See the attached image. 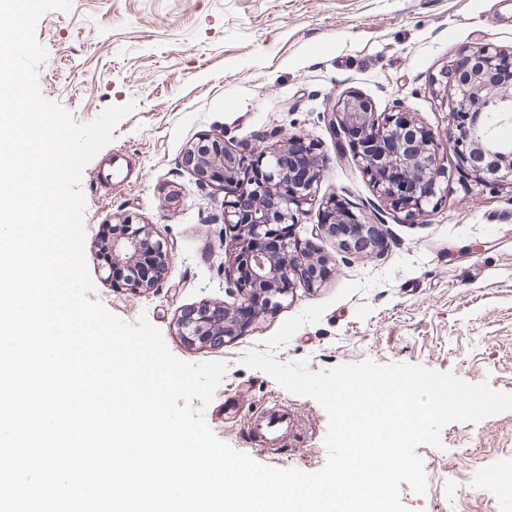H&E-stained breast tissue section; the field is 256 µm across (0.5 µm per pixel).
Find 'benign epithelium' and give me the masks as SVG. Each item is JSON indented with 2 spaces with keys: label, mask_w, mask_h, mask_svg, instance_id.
Here are the masks:
<instances>
[{
  "label": "benign epithelium",
  "mask_w": 512,
  "mask_h": 512,
  "mask_svg": "<svg viewBox=\"0 0 512 512\" xmlns=\"http://www.w3.org/2000/svg\"><path fill=\"white\" fill-rule=\"evenodd\" d=\"M503 59L487 44L467 54L462 72L455 60L448 62L444 78L449 91L441 104L448 109L451 127L444 134L426 128L401 105L379 113L368 98L354 92L339 97L324 119L338 138L337 148L348 146L380 201L422 220L447 189L448 168L441 157L447 143L476 181L512 185V143L498 139L487 123L492 113L499 124L512 125V75L499 66ZM294 142L290 137L284 146L246 152L216 135L186 148L183 164L198 183L232 184L224 199V230L232 233L234 248L224 265V280L238 297L233 309L203 302L184 311L176 326L187 345L219 348L244 329L237 313L250 311L259 301L263 309H275L296 283L315 288L327 275L324 262L300 261V247L288 229L316 201L328 162L309 143L306 168L295 171L286 164ZM319 207L326 217L317 225L320 233L338 238L347 252H374L379 240L374 216L360 217L336 197L321 200ZM101 250L106 260L128 264L129 273L112 280L116 287L147 294L162 284L173 257L172 247L155 235L153 225L130 214L114 225Z\"/></svg>",
  "instance_id": "obj_1"
}]
</instances>
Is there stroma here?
I'll list each match as a JSON object with an SVG mask.
<instances>
[{
    "label": "stroma",
    "instance_id": "obj_1",
    "mask_svg": "<svg viewBox=\"0 0 512 512\" xmlns=\"http://www.w3.org/2000/svg\"><path fill=\"white\" fill-rule=\"evenodd\" d=\"M35 35L47 51L40 92L76 121L135 105L82 174L87 267L111 313L147 316L178 359L226 363L204 410L219 440L273 468L314 473L327 463L325 409L243 365L251 350L314 372L417 364L512 394V186L476 183L452 153L436 210L423 222L387 211L375 255L342 252L317 233L318 206H306L290 232L303 256L325 259L319 287L296 285L218 349L187 346L176 333L183 311L229 298L224 189L200 186L182 165L189 144L220 135L261 149L303 138L329 161L319 197L368 212L379 200L350 157L337 156L323 113L354 91L377 112L400 102L426 127L448 130L436 79L459 51L491 44L512 53V0H72L68 11L40 16ZM115 154L133 176L99 186L96 174ZM128 214L172 247L167 277L150 294L113 287L99 256L101 227ZM274 402L301 424L276 459L245 441L250 419ZM440 439L416 449L426 493L399 488L409 512H512V492H498L512 411L448 422Z\"/></svg>",
    "mask_w": 512,
    "mask_h": 512
}]
</instances>
